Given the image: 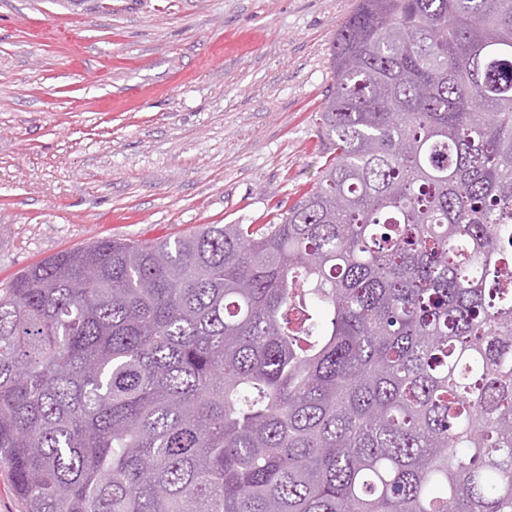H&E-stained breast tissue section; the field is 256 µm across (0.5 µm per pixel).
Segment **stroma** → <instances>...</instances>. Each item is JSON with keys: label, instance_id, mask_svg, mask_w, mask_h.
I'll return each mask as SVG.
<instances>
[{"label": "stroma", "instance_id": "obj_1", "mask_svg": "<svg viewBox=\"0 0 512 512\" xmlns=\"http://www.w3.org/2000/svg\"><path fill=\"white\" fill-rule=\"evenodd\" d=\"M355 0H0V286L102 238L267 224L328 155Z\"/></svg>", "mask_w": 512, "mask_h": 512}]
</instances>
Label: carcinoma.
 <instances>
[{
  "mask_svg": "<svg viewBox=\"0 0 512 512\" xmlns=\"http://www.w3.org/2000/svg\"><path fill=\"white\" fill-rule=\"evenodd\" d=\"M272 224L0 288L25 512H512V0H357Z\"/></svg>",
  "mask_w": 512,
  "mask_h": 512,
  "instance_id": "obj_1",
  "label": "carcinoma"
}]
</instances>
